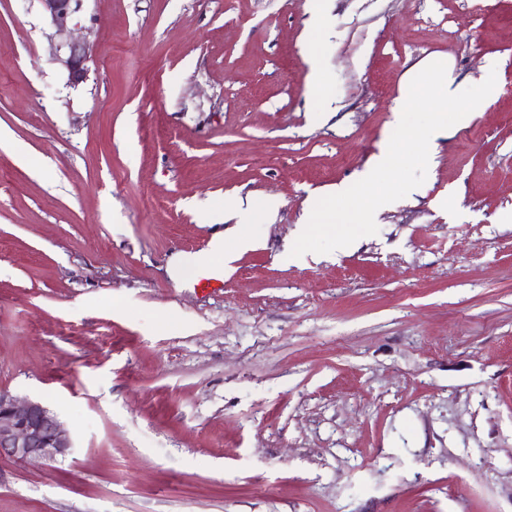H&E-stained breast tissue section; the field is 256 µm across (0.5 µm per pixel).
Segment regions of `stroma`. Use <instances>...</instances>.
Instances as JSON below:
<instances>
[{"mask_svg":"<svg viewBox=\"0 0 512 512\" xmlns=\"http://www.w3.org/2000/svg\"><path fill=\"white\" fill-rule=\"evenodd\" d=\"M309 8L84 0L74 86L39 0H0V390L73 442L0 459V512H512V0ZM435 55L497 95L376 234L288 258ZM236 195L251 247L178 287Z\"/></svg>","mask_w":512,"mask_h":512,"instance_id":"obj_1","label":"stroma"}]
</instances>
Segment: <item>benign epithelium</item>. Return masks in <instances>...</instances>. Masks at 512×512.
<instances>
[{
    "label": "benign epithelium",
    "instance_id": "obj_1",
    "mask_svg": "<svg viewBox=\"0 0 512 512\" xmlns=\"http://www.w3.org/2000/svg\"><path fill=\"white\" fill-rule=\"evenodd\" d=\"M43 13L58 35H65L67 53L58 61L68 71L69 82L77 86L88 74L91 48L71 37L83 0H39ZM72 449L68 432L57 416L38 401H20L0 392V457L21 463L49 466L66 457Z\"/></svg>",
    "mask_w": 512,
    "mask_h": 512
}]
</instances>
